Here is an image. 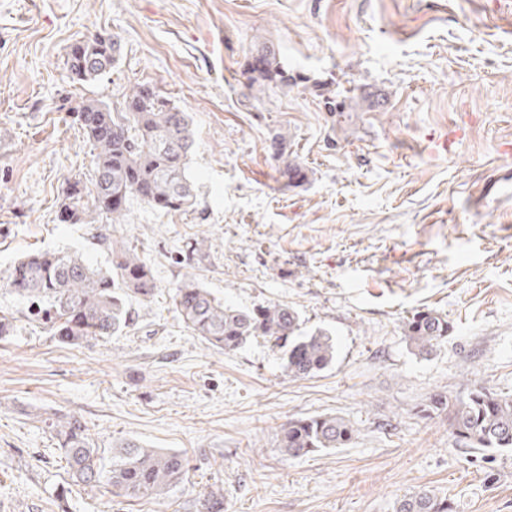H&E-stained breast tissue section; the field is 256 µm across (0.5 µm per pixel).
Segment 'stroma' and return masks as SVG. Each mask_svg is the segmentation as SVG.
I'll use <instances>...</instances> for the list:
<instances>
[{"label": "stroma", "instance_id": "1", "mask_svg": "<svg viewBox=\"0 0 512 512\" xmlns=\"http://www.w3.org/2000/svg\"><path fill=\"white\" fill-rule=\"evenodd\" d=\"M107 31L111 72L72 80L67 54ZM270 39L287 89L254 101L245 64ZM136 83L189 113L193 209L128 204L123 236L157 290L127 303L121 335L60 342L0 286V512H394L426 488L450 512H512V451L448 432L432 395L474 379L512 393V0H0V274L36 251L111 256L88 224H63L67 181H90L82 99L119 106ZM458 139L442 149L449 131ZM305 173L286 183L273 148ZM203 260L189 259L196 236ZM195 278L224 304L297 311L329 330L332 365L289 377L262 339L221 352L170 296ZM447 316L426 357L403 333ZM73 414L105 448L124 438L186 454L188 482L131 502L73 482L42 416ZM337 415L355 441L291 457L289 420Z\"/></svg>", "mask_w": 512, "mask_h": 512}]
</instances>
